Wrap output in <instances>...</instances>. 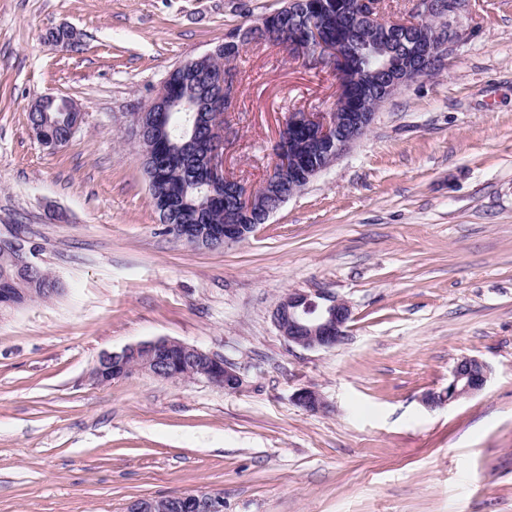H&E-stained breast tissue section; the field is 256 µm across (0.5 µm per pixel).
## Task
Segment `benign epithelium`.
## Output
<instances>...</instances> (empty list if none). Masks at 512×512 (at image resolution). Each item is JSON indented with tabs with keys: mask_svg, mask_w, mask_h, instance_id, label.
<instances>
[{
	"mask_svg": "<svg viewBox=\"0 0 512 512\" xmlns=\"http://www.w3.org/2000/svg\"><path fill=\"white\" fill-rule=\"evenodd\" d=\"M471 6L470 0H415L412 22L381 19L378 0H354L349 5L339 4L336 12L341 17L336 25L325 18L309 27L285 18L270 22L264 28L271 41L280 40L297 57L313 58L329 67L336 77V104L329 112H290L276 143L274 162L270 173L257 188H248L236 179L224 175V111L231 107L235 88L230 69L221 67L212 74L207 97L181 101L190 112L193 122L202 113H209L211 181L224 186V197L237 202L240 209L222 226L201 228L193 224H172L170 229L188 246L195 249H218L247 238L255 225L240 224V216L262 213L268 217L274 210L270 201L286 202L300 192L313 178L329 168L345 151L369 129L375 112L367 103L353 111L351 97L357 83L365 80L354 72L350 55L357 43H362L377 60L376 71L365 81L372 93L389 100L416 74L444 60L457 47L458 41L448 36V27L441 18ZM246 33L233 34L225 39L229 46L239 45ZM223 44V45H225ZM223 45L215 46L207 54L189 61L179 70L184 75L195 74L196 68L208 58L221 53ZM168 81L157 95L139 113V121L130 129L131 137L140 149L142 167L148 187H153L157 172L149 165L155 143L146 136L154 128L165 136L164 116L173 109L169 98ZM303 130L306 133V151L300 156L288 157L291 137ZM0 244L15 255L14 272L25 276L40 272V247L25 246L22 229L17 227ZM28 302L26 293L17 288L0 290V305L19 308ZM349 301L321 293L311 296L293 290L275 305L272 319L288 347L304 350H331L346 339L347 323L351 319ZM194 365L199 377L227 392L243 389L244 378L229 359L178 340L157 338L124 347L119 352L107 353L99 359L93 378L99 383L126 377L141 371L158 378L178 380L188 378V365ZM488 367L477 358L463 356L455 362L448 382V390L426 400V404L452 403L481 392L488 381ZM294 402L313 413L324 412L328 404L314 387L299 388L293 394ZM127 512H224V497L210 491H197L169 498L145 496L133 500Z\"/></svg>",
	"mask_w": 512,
	"mask_h": 512,
	"instance_id": "1",
	"label": "benign epithelium"
}]
</instances>
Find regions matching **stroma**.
<instances>
[{"mask_svg": "<svg viewBox=\"0 0 512 512\" xmlns=\"http://www.w3.org/2000/svg\"><path fill=\"white\" fill-rule=\"evenodd\" d=\"M285 0H0V235L22 226L61 294L0 308V512H126L221 493L224 512H512V0L451 16L465 39L243 242L193 249L153 207L134 113L168 73ZM75 29L77 47L48 41ZM230 68L226 171L256 187L289 112L330 110V71L263 41ZM75 103L44 147L28 115ZM353 310L330 351L288 347V291ZM165 337L246 380L136 373L99 358ZM478 395L436 407L460 357ZM318 389L329 412L292 396Z\"/></svg>", "mask_w": 512, "mask_h": 512, "instance_id": "stroma-1", "label": "stroma"}]
</instances>
